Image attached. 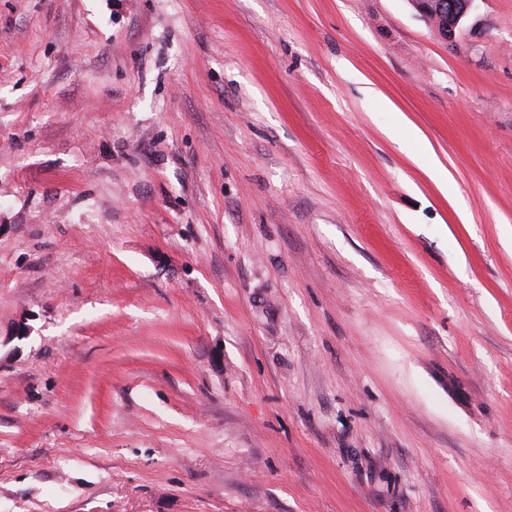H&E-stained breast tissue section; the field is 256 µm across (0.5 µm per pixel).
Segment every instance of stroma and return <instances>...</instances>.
<instances>
[{
  "mask_svg": "<svg viewBox=\"0 0 512 512\" xmlns=\"http://www.w3.org/2000/svg\"><path fill=\"white\" fill-rule=\"evenodd\" d=\"M0 512H512V0H0ZM479 0H411L431 27L447 41L463 29ZM439 24H438V22Z\"/></svg>",
  "mask_w": 512,
  "mask_h": 512,
  "instance_id": "35a3bbf8",
  "label": "stroma"
}]
</instances>
